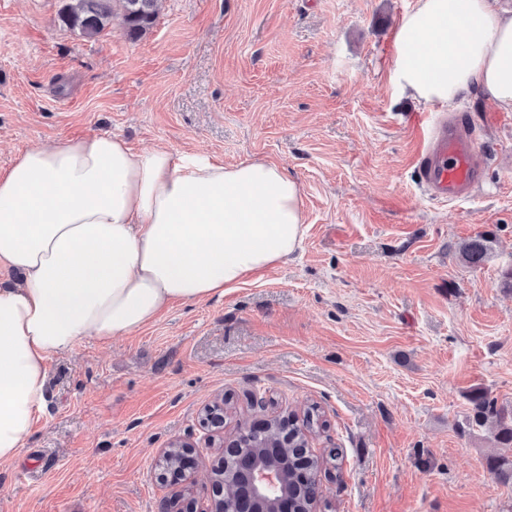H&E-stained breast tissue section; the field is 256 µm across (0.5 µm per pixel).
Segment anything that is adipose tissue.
<instances>
[{
    "mask_svg": "<svg viewBox=\"0 0 512 512\" xmlns=\"http://www.w3.org/2000/svg\"><path fill=\"white\" fill-rule=\"evenodd\" d=\"M390 80L445 105L485 93L512 112V12L498 0H416ZM301 189L268 162L227 167L134 151L99 134L29 148L0 176V462L47 405V363L79 341L135 332L172 301H203L300 246Z\"/></svg>",
    "mask_w": 512,
    "mask_h": 512,
    "instance_id": "1",
    "label": "adipose tissue"
}]
</instances>
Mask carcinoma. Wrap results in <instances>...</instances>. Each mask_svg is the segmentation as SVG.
Returning <instances> with one entry per match:
<instances>
[{
  "label": "carcinoma",
  "mask_w": 512,
  "mask_h": 512,
  "mask_svg": "<svg viewBox=\"0 0 512 512\" xmlns=\"http://www.w3.org/2000/svg\"><path fill=\"white\" fill-rule=\"evenodd\" d=\"M158 0H63L58 11L61 26L77 31L86 38L101 35L112 24L115 16L121 17L127 34L136 39L148 30L157 17ZM493 238L481 233L459 247V259L467 267L477 270L491 258ZM469 405L462 426L469 431L493 426V440L501 452L485 458L489 474L504 485L512 484V409L498 405L489 391L474 387L465 394ZM325 427V420L318 405H311L298 417L278 414L265 423L262 429L245 425L238 427L237 451L223 459L213 471V483L220 488L233 483L243 491L250 490L248 477L240 465V458L248 457L255 465L277 463L285 473L284 493L294 500L298 512H311L317 490V473L327 461L335 460L339 451L330 450L329 459L317 455H304L309 437ZM180 452L167 450L157 467L162 472L179 468Z\"/></svg>",
  "instance_id": "cac0c4a2"
}]
</instances>
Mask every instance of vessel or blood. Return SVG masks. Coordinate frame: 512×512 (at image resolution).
<instances>
[{
  "label": "vessel or blood",
  "instance_id": "1",
  "mask_svg": "<svg viewBox=\"0 0 512 512\" xmlns=\"http://www.w3.org/2000/svg\"><path fill=\"white\" fill-rule=\"evenodd\" d=\"M414 173L418 188L431 200L455 203L469 199L483 181V152L470 122L458 113L415 120Z\"/></svg>",
  "mask_w": 512,
  "mask_h": 512
}]
</instances>
